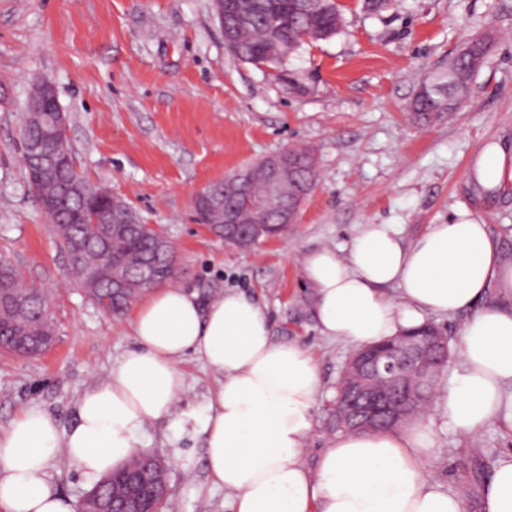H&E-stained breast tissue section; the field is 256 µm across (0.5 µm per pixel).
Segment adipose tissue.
<instances>
[{
	"label": "adipose tissue",
	"mask_w": 512,
	"mask_h": 512,
	"mask_svg": "<svg viewBox=\"0 0 512 512\" xmlns=\"http://www.w3.org/2000/svg\"><path fill=\"white\" fill-rule=\"evenodd\" d=\"M468 180L486 191L512 186V152L481 147ZM322 335L362 347L422 326L428 315H462L460 363L439 407L448 424L474 434L493 420L512 428V261L486 224L467 211L428 225L404 244L392 224L360 225L346 253L322 248L305 260ZM397 294H390V287ZM136 345L81 394L76 421L61 429L38 407L0 429V512H77L51 473L67 460L87 480L112 472L149 423L169 417L186 392L188 354L219 376L201 422L208 477L232 493L234 512H468L466 497L427 476L431 429L337 432L315 468L303 463L319 394L317 367L295 343L277 344L250 297L227 291L201 305L166 287L130 322ZM482 512H512V452L481 493Z\"/></svg>",
	"instance_id": "ef3b65f1"
}]
</instances>
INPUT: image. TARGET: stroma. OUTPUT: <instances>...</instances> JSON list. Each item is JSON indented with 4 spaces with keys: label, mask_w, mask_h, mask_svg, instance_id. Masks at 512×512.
<instances>
[{
    "label": "stroma",
    "mask_w": 512,
    "mask_h": 512,
    "mask_svg": "<svg viewBox=\"0 0 512 512\" xmlns=\"http://www.w3.org/2000/svg\"><path fill=\"white\" fill-rule=\"evenodd\" d=\"M341 2L337 35L268 70L228 50L213 0H0V258L46 288L55 328L40 355L0 352L1 428L31 405L69 428L83 390L134 344L133 309L115 315L85 296L26 181L21 116L37 80L57 90L78 172L171 242L175 286L204 303L245 293L273 342L312 356L320 393L307 464L336 433L332 400L353 348L321 335L306 256L346 253L363 224L396 225L411 241L463 206L512 259V190L482 193L467 178L482 145H512V0ZM479 34L490 51L460 109L418 122L420 85L446 82L450 58ZM296 146L313 149L317 181L285 234L241 250L196 222L206 186ZM181 368L175 414L147 426L139 448L164 452L166 512H232V494L211 487L204 468L200 420L217 377L194 354ZM423 421L435 433L427 472L453 489L469 482V512H481L479 490L512 451V431L494 419L471 436L435 407Z\"/></svg>",
    "instance_id": "35a3bbf8"
}]
</instances>
